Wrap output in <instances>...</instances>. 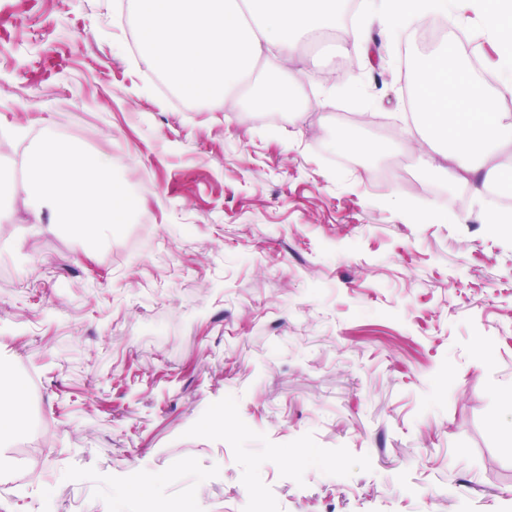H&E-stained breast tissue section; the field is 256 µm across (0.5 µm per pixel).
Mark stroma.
Wrapping results in <instances>:
<instances>
[{"instance_id":"1","label":"stroma","mask_w":512,"mask_h":512,"mask_svg":"<svg viewBox=\"0 0 512 512\" xmlns=\"http://www.w3.org/2000/svg\"><path fill=\"white\" fill-rule=\"evenodd\" d=\"M127 5L0 0V374L24 391L0 487L56 430L55 499L0 512H512V232L422 167L404 15L349 0L337 37L279 64L295 109L257 106V73L181 112L122 52ZM446 18L507 82L481 16ZM62 128L123 150L151 223L36 226L30 150ZM395 164L408 180H377Z\"/></svg>"}]
</instances>
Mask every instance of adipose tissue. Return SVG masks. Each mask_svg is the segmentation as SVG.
<instances>
[{
  "label": "adipose tissue",
  "instance_id": "obj_1",
  "mask_svg": "<svg viewBox=\"0 0 512 512\" xmlns=\"http://www.w3.org/2000/svg\"><path fill=\"white\" fill-rule=\"evenodd\" d=\"M486 19L485 35L502 68H512V0H465ZM341 0H133L128 16L154 70L186 97L223 105L267 51L293 55L303 40L335 30ZM415 102L420 121L446 145L426 155L430 172L457 178L483 173L485 181L512 187V165L498 154L512 147V114L501 111L504 90H490L468 75L454 40L415 59ZM35 217L49 228L92 240L128 223L133 202L111 161L61 142L32 152L26 182Z\"/></svg>",
  "mask_w": 512,
  "mask_h": 512
}]
</instances>
